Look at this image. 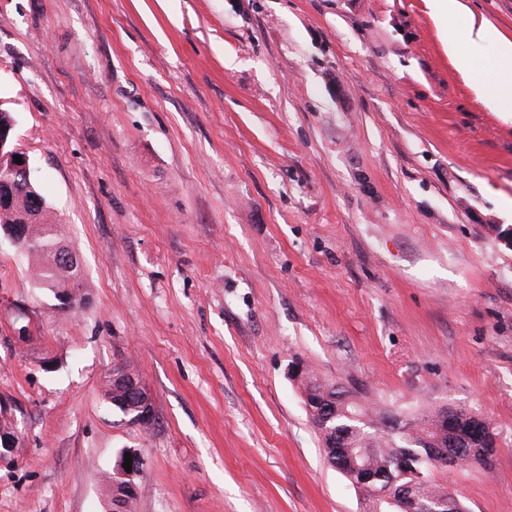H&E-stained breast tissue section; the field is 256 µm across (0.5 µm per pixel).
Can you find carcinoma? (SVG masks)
<instances>
[{
	"label": "carcinoma",
	"instance_id": "obj_1",
	"mask_svg": "<svg viewBox=\"0 0 512 512\" xmlns=\"http://www.w3.org/2000/svg\"><path fill=\"white\" fill-rule=\"evenodd\" d=\"M2 181L10 183L12 199L0 207V228L20 224L33 240L25 258L32 266L35 287L55 301V309L79 310L88 298L87 284L81 275L79 257L70 249L57 213L39 190L22 182L19 174L0 170ZM298 388L327 457L336 460L339 473L351 484H384L395 477L400 485L414 484L417 495L437 498L448 489L432 476L436 464L429 456V448H445L448 455L467 463L477 460L473 449L495 448L501 437V429L462 408H448L441 420L434 419L433 409L419 417L374 416L353 401L348 391H335L308 371ZM333 395L336 419L325 425L316 414V403L322 404ZM104 398L125 419L137 414L133 409L137 399L117 383L106 389ZM369 447L372 455L367 458L366 468L360 470L356 466L358 449ZM105 489L112 501L122 500L133 506L135 497L127 492L124 483L109 482Z\"/></svg>",
	"mask_w": 512,
	"mask_h": 512
}]
</instances>
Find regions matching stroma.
<instances>
[{"instance_id":"1","label":"stroma","mask_w":512,"mask_h":512,"mask_svg":"<svg viewBox=\"0 0 512 512\" xmlns=\"http://www.w3.org/2000/svg\"><path fill=\"white\" fill-rule=\"evenodd\" d=\"M427 0H0V108L76 249L63 314L0 236V512H367L288 375L512 425V122ZM150 391V431L104 399ZM512 512V436L438 469ZM113 374L127 377L133 374L137 376V378L138 375L126 365L115 366L108 378V381L112 384V388L108 386L104 393V398L112 406V410L121 414L123 418L129 419L138 413L137 410L133 409L134 404L137 403V399L130 395L129 391L123 386H120L118 383H112ZM137 378L131 376V380H126L127 385L132 391L142 393L139 414L129 422L138 427H144L146 424L153 421L154 405L151 394L148 392L143 382L139 381ZM127 452L131 453V458H132L131 472H127L125 470V468L123 467V464L125 462V454ZM141 462H142V458L139 455V453L137 452V450L132 449V448H127V449L121 451L117 455L115 463L111 470L115 477H118L120 479L127 481V485L130 488V492L135 495H136V488H137L136 483H135V478L141 473ZM104 481H105L106 494H107V496L110 497V499L112 496V503H114L115 501H121V500L124 501V502H120L118 504H113L112 510L114 512H123L126 508L125 504H128L129 508L126 512H131V508L133 506L135 497L132 494H130L129 492H127L126 487L124 486V483L123 482L114 483L113 480L111 483V480L109 477L107 479V485H106V478L104 479Z\"/></svg>"}]
</instances>
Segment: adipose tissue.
<instances>
[{
  "instance_id": "ef3b65f1",
  "label": "adipose tissue",
  "mask_w": 512,
  "mask_h": 512,
  "mask_svg": "<svg viewBox=\"0 0 512 512\" xmlns=\"http://www.w3.org/2000/svg\"><path fill=\"white\" fill-rule=\"evenodd\" d=\"M433 13L447 21L448 34L465 22L466 50L449 41L448 56L456 71L469 79L474 93L492 111L512 118V34L483 15L473 13L465 0H429Z\"/></svg>"
}]
</instances>
